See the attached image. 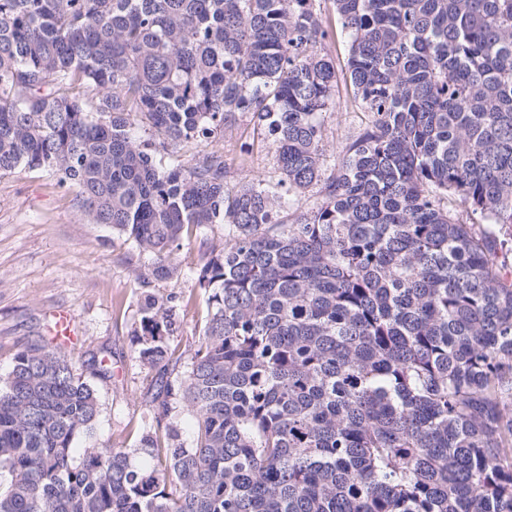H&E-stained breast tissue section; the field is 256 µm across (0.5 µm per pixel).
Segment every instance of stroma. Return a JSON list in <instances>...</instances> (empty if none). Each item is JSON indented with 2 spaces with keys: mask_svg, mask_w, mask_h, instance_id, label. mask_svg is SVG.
Masks as SVG:
<instances>
[{
  "mask_svg": "<svg viewBox=\"0 0 512 512\" xmlns=\"http://www.w3.org/2000/svg\"><path fill=\"white\" fill-rule=\"evenodd\" d=\"M326 154L338 157L370 120L349 85L339 84L333 104L322 116ZM224 161L244 176L276 177L270 142H252L242 130L224 137ZM74 192L44 171L18 170L0 175V379L16 352L28 343L51 341L57 312L70 313L78 334L62 350L79 373L92 378L100 413L93 432L74 445L134 446L151 376L135 360L131 333L147 297L176 294L182 329L173 345L184 353L206 317L193 269L198 251H176L177 274L142 281L151 256L130 264V241L111 228L87 221L72 204ZM112 357L114 377L93 378L85 362L90 353Z\"/></svg>",
  "mask_w": 512,
  "mask_h": 512,
  "instance_id": "obj_1",
  "label": "stroma"
}]
</instances>
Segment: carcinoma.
I'll use <instances>...</instances> for the list:
<instances>
[{
    "label": "carcinoma",
    "mask_w": 512,
    "mask_h": 512,
    "mask_svg": "<svg viewBox=\"0 0 512 512\" xmlns=\"http://www.w3.org/2000/svg\"><path fill=\"white\" fill-rule=\"evenodd\" d=\"M333 2L373 119L330 163L316 0H0V173L58 176L156 280L197 248L207 305L185 357L145 299L132 448L74 447L94 385L16 353L0 512H512V0ZM243 116L274 182L224 164Z\"/></svg>",
    "instance_id": "cac0c4a2"
}]
</instances>
